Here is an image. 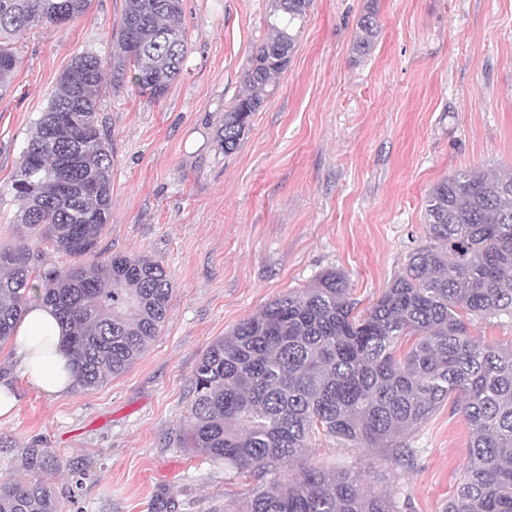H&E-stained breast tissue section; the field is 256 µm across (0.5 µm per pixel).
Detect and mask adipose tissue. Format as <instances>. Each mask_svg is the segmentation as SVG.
<instances>
[{
    "instance_id": "1",
    "label": "adipose tissue",
    "mask_w": 512,
    "mask_h": 512,
    "mask_svg": "<svg viewBox=\"0 0 512 512\" xmlns=\"http://www.w3.org/2000/svg\"><path fill=\"white\" fill-rule=\"evenodd\" d=\"M63 331L50 308L32 303L16 326L13 376L0 378V418L11 417L19 404L20 385L62 396L74 386L68 357L62 348Z\"/></svg>"
}]
</instances>
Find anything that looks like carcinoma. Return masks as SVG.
Listing matches in <instances>:
<instances>
[{
    "mask_svg": "<svg viewBox=\"0 0 512 512\" xmlns=\"http://www.w3.org/2000/svg\"><path fill=\"white\" fill-rule=\"evenodd\" d=\"M92 0H0V84L19 67L15 40L32 27L73 21ZM309 0H272L270 34L251 55L243 90L224 108L217 140L231 155L249 130L266 87L287 65ZM182 0H125L108 64L93 53L62 71L34 123L11 189L25 235L76 259L45 267L27 241L0 248V347L28 302L42 301L65 327L75 385L95 389L126 372L165 322L173 292L147 254H115L87 265L112 208V144L97 108L128 83L150 101L164 96L187 54ZM376 35L375 13L356 45ZM429 245L412 252L376 301L361 309L346 275L319 274L216 339L190 379L186 447L215 465L259 480L242 512H400L387 492L349 471L307 464L322 435L351 448H390L448 400L471 436L464 475L446 512H512V345L470 331L473 318L512 321V171L461 170L423 201ZM413 338L401 349L402 339ZM45 463L28 449V474L0 482V512H61L55 488L33 475ZM297 466L291 479L268 472Z\"/></svg>",
    "mask_w": 512,
    "mask_h": 512,
    "instance_id": "1",
    "label": "carcinoma"
}]
</instances>
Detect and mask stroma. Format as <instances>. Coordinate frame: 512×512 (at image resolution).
Here are the masks:
<instances>
[{
  "label": "stroma",
  "instance_id": "stroma-1",
  "mask_svg": "<svg viewBox=\"0 0 512 512\" xmlns=\"http://www.w3.org/2000/svg\"><path fill=\"white\" fill-rule=\"evenodd\" d=\"M125 0H92L65 24L16 40L20 67L0 87V247L17 245L11 189L31 130L70 60L113 53ZM271 0H183L187 56L159 101L104 87L112 211L102 257L145 253L172 276L166 321L142 357L93 390L20 391L0 419V479L50 458L39 475L61 512H239L257 482L183 447L190 378L211 343L323 271L344 272L368 305L425 245L423 199L461 169L512 170V0H310L285 69L267 87L240 149L216 132L268 34ZM374 10L369 51L359 22ZM470 429L446 403L408 443L381 448L317 438L312 464L348 469L402 512H446Z\"/></svg>",
  "mask_w": 512,
  "mask_h": 512
}]
</instances>
